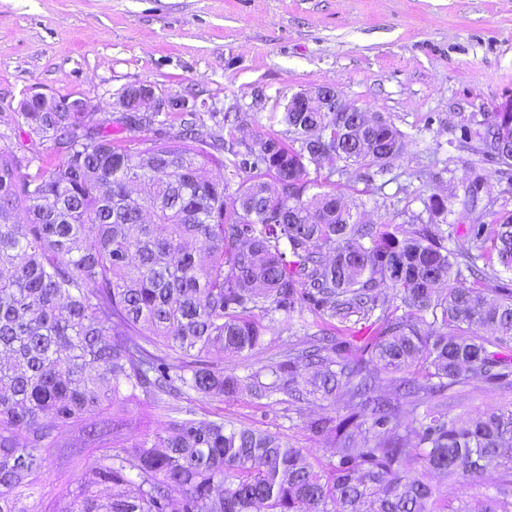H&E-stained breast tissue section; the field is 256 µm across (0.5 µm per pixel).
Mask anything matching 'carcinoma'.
I'll return each instance as SVG.
<instances>
[{"instance_id": "carcinoma-1", "label": "carcinoma", "mask_w": 512, "mask_h": 512, "mask_svg": "<svg viewBox=\"0 0 512 512\" xmlns=\"http://www.w3.org/2000/svg\"><path fill=\"white\" fill-rule=\"evenodd\" d=\"M78 103H21L58 163L23 174L0 155V512H16L67 427L95 456L52 512H512V403L465 424L448 411L447 393L512 375V288L494 285L512 274V212L493 210L481 178L461 198H422L425 218L401 212L402 236L308 179L311 165L389 172L412 136L381 115L289 102L269 115L280 130L241 153L233 130L203 140L201 114L180 112L139 150L59 111ZM481 126L460 143L512 191V112ZM453 213L470 220L462 246L459 225L440 224ZM306 308L305 340L281 359L245 376L210 360L251 353ZM352 316L374 334L351 336ZM242 387L339 407L307 422L336 448L317 456L173 405ZM142 396L167 420L127 446L123 420L102 413ZM434 478L494 494L450 497Z\"/></svg>"}]
</instances>
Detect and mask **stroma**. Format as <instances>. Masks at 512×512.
<instances>
[{
  "instance_id": "obj_1",
  "label": "stroma",
  "mask_w": 512,
  "mask_h": 512,
  "mask_svg": "<svg viewBox=\"0 0 512 512\" xmlns=\"http://www.w3.org/2000/svg\"><path fill=\"white\" fill-rule=\"evenodd\" d=\"M135 82L213 108L200 129L205 140L221 132L224 113L237 114L238 135L249 141L268 132L270 113L294 93L335 88L414 137L374 182L354 166L340 176L365 221L421 211L420 175L429 171L441 194H463L482 177L496 209L512 211V192L493 165L474 166L457 146L461 124L512 96V0H0V153L27 159L28 173L61 158L19 115L35 92L87 101L94 121L109 120L119 142L170 131L173 112L146 129L123 123L119 99ZM510 402L511 390L477 382L450 395L448 407L467 418ZM187 407L280 433L321 455L330 451L306 428L325 413L319 404L264 405L243 392L221 402L196 397ZM81 444L78 430H62L49 472L16 512H49L80 482L83 471L71 456Z\"/></svg>"
}]
</instances>
